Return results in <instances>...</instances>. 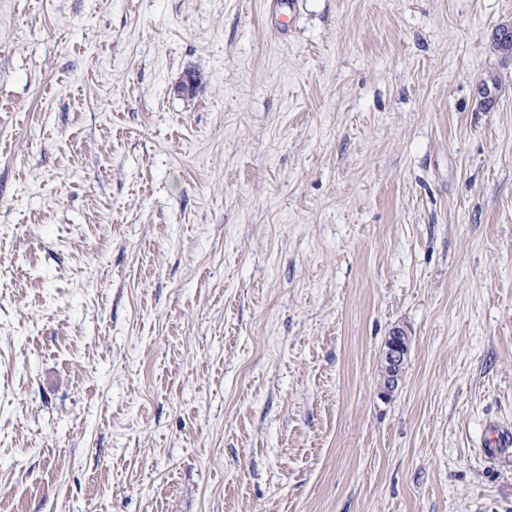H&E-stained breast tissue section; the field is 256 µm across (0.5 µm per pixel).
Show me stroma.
<instances>
[{
	"label": "stroma",
	"instance_id": "obj_1",
	"mask_svg": "<svg viewBox=\"0 0 512 512\" xmlns=\"http://www.w3.org/2000/svg\"><path fill=\"white\" fill-rule=\"evenodd\" d=\"M270 2L0 0V512H512V0ZM407 339V332L400 327L394 328L387 338L384 348L385 394L392 392L401 381L403 349Z\"/></svg>",
	"mask_w": 512,
	"mask_h": 512
}]
</instances>
